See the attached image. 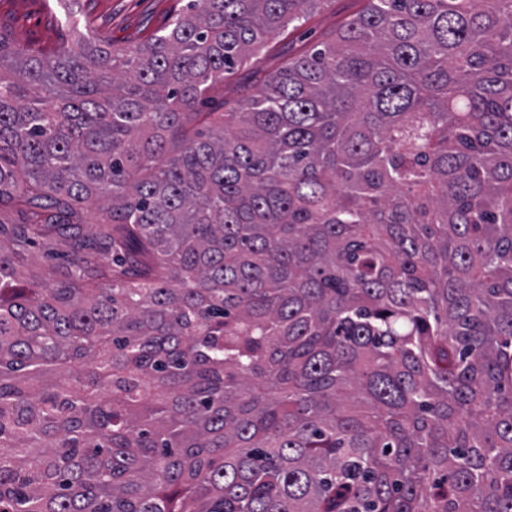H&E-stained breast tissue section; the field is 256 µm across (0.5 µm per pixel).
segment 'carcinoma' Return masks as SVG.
<instances>
[{
	"label": "carcinoma",
	"instance_id": "1",
	"mask_svg": "<svg viewBox=\"0 0 512 512\" xmlns=\"http://www.w3.org/2000/svg\"><path fill=\"white\" fill-rule=\"evenodd\" d=\"M325 2L0 40V512H512V0H360L194 111ZM357 1L329 0L326 2L309 23L273 40L269 45V47L274 46L270 54H265L266 50H264L237 75L217 83L202 98V102L198 106L200 112H232L231 110L237 106L249 86L247 74L250 70L253 68L275 70L299 47L309 48L324 41L336 25V19L351 13L355 9ZM275 53L277 54L273 55ZM61 252L62 248L57 246L52 254L54 258H51L46 255L50 253L44 247L32 251L23 268L27 280L33 277L42 278L51 270L52 266L62 264L64 261L62 260Z\"/></svg>",
	"mask_w": 512,
	"mask_h": 512
}]
</instances>
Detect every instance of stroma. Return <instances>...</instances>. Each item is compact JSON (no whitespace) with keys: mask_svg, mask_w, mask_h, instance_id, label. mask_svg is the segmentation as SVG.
I'll return each instance as SVG.
<instances>
[{"mask_svg":"<svg viewBox=\"0 0 512 512\" xmlns=\"http://www.w3.org/2000/svg\"><path fill=\"white\" fill-rule=\"evenodd\" d=\"M184 0H0V37L10 48L49 54L74 38L63 21L72 13L81 25L116 48H131L166 27ZM357 0H326L316 16L300 29L276 38L273 51L260 54L251 67L277 69L296 49L324 41L337 19L351 13ZM248 87L246 71L217 83L202 99L203 112H228Z\"/></svg>","mask_w":512,"mask_h":512,"instance_id":"35a3bbf8","label":"stroma"}]
</instances>
